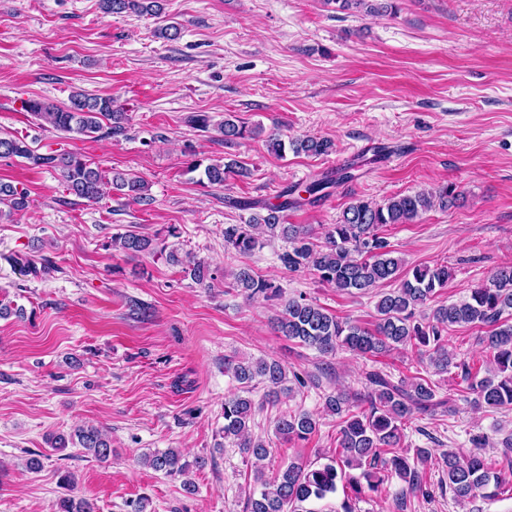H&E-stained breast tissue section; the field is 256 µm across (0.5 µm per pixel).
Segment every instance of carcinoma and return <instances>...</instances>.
<instances>
[{"label": "carcinoma", "mask_w": 512, "mask_h": 512, "mask_svg": "<svg viewBox=\"0 0 512 512\" xmlns=\"http://www.w3.org/2000/svg\"><path fill=\"white\" fill-rule=\"evenodd\" d=\"M160 0H98V8L105 16L132 12L157 16L161 13ZM343 10L365 13H383L395 8L393 0H334ZM22 108L40 125H48L63 133L92 136L101 130L111 137H124L128 132V116L117 109L110 96L74 91L69 104L58 107L40 99H28ZM224 140L232 141L255 137L256 130H246L230 118L218 124ZM295 153L321 156L333 151L334 143L327 138L306 136L291 141ZM22 158L33 167H48L60 172L66 191L78 198L97 203L114 191L135 202L149 199V185L139 176L107 171L100 166L69 153L40 154L27 142L16 136H0V159ZM203 170L210 185H222L226 176L243 175L246 169L237 161L210 163L192 159L186 172ZM332 183L325 176L300 188L287 186L276 195L277 202L263 203L262 214H254L243 224L224 225V247L237 253H251L264 247L265 242L280 238L288 242V249L279 259L290 271L306 267L316 271L319 280L338 290L366 294L383 284L396 287L376 294V320L373 327H364L343 321L304 295L282 303L275 317L277 331L290 341L314 349L322 355L347 349L364 356L379 357L395 349L415 346L420 355L438 374L460 370L467 390L474 395L476 406L512 409V266L496 270L490 283L474 288L468 299L437 306L428 315L416 316V311L447 287L450 273L446 265H416L403 270V260L393 256L389 243L381 235L391 224H408L421 214L439 207L448 210L457 206L459 194L451 185H443L434 194L414 193L398 195L376 203L357 199L341 213L336 223L325 230V245L317 249L310 241L309 231L300 224L285 223V212L301 205L300 192L317 196ZM0 203L8 211H24L29 206L28 192L9 184H0ZM112 242L126 253L164 254L169 262L179 265L181 258L175 250L158 247L154 239L133 232L118 234ZM14 268L25 276L43 278L55 270L48 262L38 263L28 254L9 256ZM183 272L198 284L215 279L214 270L202 261L183 267ZM233 278V286L249 297L267 300L283 297V289L275 283L254 277L249 270L224 273ZM482 325L489 328L482 338L495 368L485 370L484 376L472 372L470 364L459 362L448 351L445 332L454 326ZM224 371L240 385L241 392L224 400V438L238 441V448L254 463L266 460L271 442L249 436L254 403L250 394L254 382L265 385L270 398H276L287 389L286 368L277 360L256 361L224 359ZM370 393L363 399L356 394L337 391L326 395L324 409L338 419L336 455L328 462L294 460L272 480H266L262 471H256L254 485L248 491V512H302V504L322 500L336 492L338 484H347L360 497L364 491L377 492L383 484L380 473L387 470L396 474L412 492L422 490L423 477L418 465L428 461L430 451L417 448L414 458L400 453L403 426L415 412L433 414L446 404L436 398L435 385L428 379L415 376L394 383L389 375L371 371L367 376ZM317 430V420L306 411H283L275 423V435L287 440L305 441ZM78 440L79 445L95 459L106 461L112 455L110 441L95 427L76 430L72 434L50 433L46 441L50 447L64 449ZM149 468L166 476L183 474L189 463L180 451L172 448L154 450L141 456ZM442 469L448 478V487L458 500L477 496L494 498L502 490L501 473L479 454L460 457L450 452L442 458ZM360 474L353 475L351 471ZM58 512H97L89 499L78 501L61 497Z\"/></svg>", "instance_id": "cac0c4a2"}]
</instances>
